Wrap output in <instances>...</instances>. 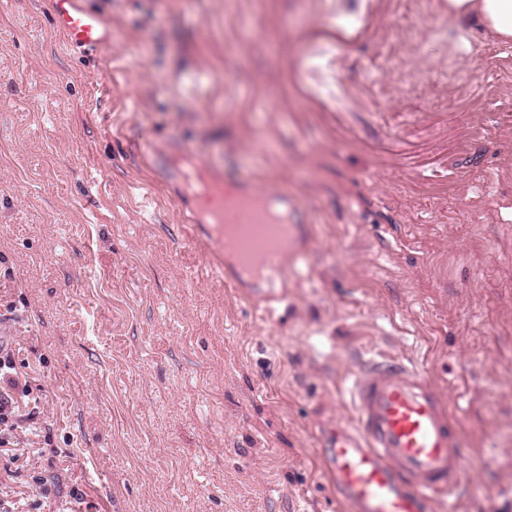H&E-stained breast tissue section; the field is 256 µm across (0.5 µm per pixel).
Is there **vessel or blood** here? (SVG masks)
<instances>
[{
  "label": "vessel or blood",
  "instance_id": "1",
  "mask_svg": "<svg viewBox=\"0 0 512 512\" xmlns=\"http://www.w3.org/2000/svg\"><path fill=\"white\" fill-rule=\"evenodd\" d=\"M57 33L73 52L108 53L112 25L81 0H49ZM206 185L192 191L207 223L226 224L233 234L225 252L237 262L264 267L280 253L271 211L287 207V193L265 198L244 176L205 168ZM351 395L353 423L325 436V471L349 512H432L454 497L469 461L459 449L450 416L422 373L394 358L365 362Z\"/></svg>",
  "mask_w": 512,
  "mask_h": 512
}]
</instances>
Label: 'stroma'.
Returning a JSON list of instances; mask_svg holds the SVG:
<instances>
[{
    "label": "stroma",
    "mask_w": 512,
    "mask_h": 512,
    "mask_svg": "<svg viewBox=\"0 0 512 512\" xmlns=\"http://www.w3.org/2000/svg\"><path fill=\"white\" fill-rule=\"evenodd\" d=\"M0 0V322L31 394L6 512H347L319 457L361 363L427 378L472 466L458 512H512V43L445 0ZM110 78L98 79L101 69ZM287 192L276 300L209 268L160 159ZM49 9L56 31L70 51L107 54L112 48V24L99 12L85 8L81 0H50Z\"/></svg>",
    "instance_id": "1"
}]
</instances>
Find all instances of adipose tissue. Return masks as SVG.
<instances>
[{
	"mask_svg": "<svg viewBox=\"0 0 512 512\" xmlns=\"http://www.w3.org/2000/svg\"><path fill=\"white\" fill-rule=\"evenodd\" d=\"M448 21L460 29L477 28L500 43L512 42V0H447Z\"/></svg>",
	"mask_w": 512,
	"mask_h": 512,
	"instance_id": "1",
	"label": "adipose tissue"
}]
</instances>
